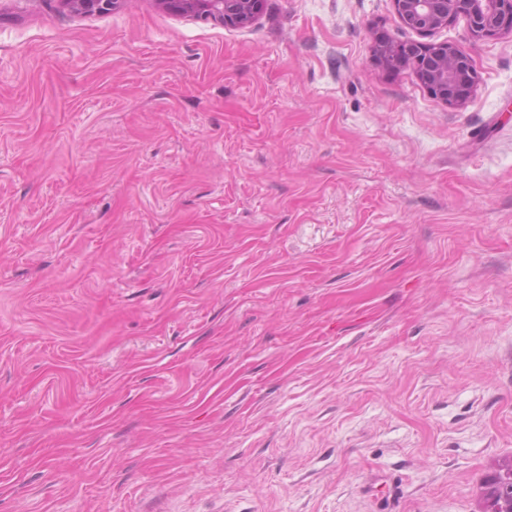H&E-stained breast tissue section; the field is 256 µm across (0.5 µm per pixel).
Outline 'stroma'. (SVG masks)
Segmentation results:
<instances>
[{
	"label": "stroma",
	"mask_w": 512,
	"mask_h": 512,
	"mask_svg": "<svg viewBox=\"0 0 512 512\" xmlns=\"http://www.w3.org/2000/svg\"><path fill=\"white\" fill-rule=\"evenodd\" d=\"M392 0H0V512H483L512 466V36L449 105ZM71 11L81 14L106 13L116 8L120 0H61ZM180 15L211 18L226 26L249 23L259 12L262 0H160Z\"/></svg>",
	"instance_id": "obj_1"
}]
</instances>
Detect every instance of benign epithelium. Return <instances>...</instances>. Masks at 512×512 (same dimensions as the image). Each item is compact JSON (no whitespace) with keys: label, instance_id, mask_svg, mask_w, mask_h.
<instances>
[{"label":"benign epithelium","instance_id":"obj_1","mask_svg":"<svg viewBox=\"0 0 512 512\" xmlns=\"http://www.w3.org/2000/svg\"><path fill=\"white\" fill-rule=\"evenodd\" d=\"M120 0H62L81 14L106 13ZM180 15L211 18L226 26L249 23L262 0H160ZM400 23L420 35H428L459 16L468 21L469 37L482 40L512 35V0H393ZM376 60L389 70L409 66L436 98L460 105L470 96L476 72L465 49L443 43H402L394 38L374 49Z\"/></svg>","mask_w":512,"mask_h":512}]
</instances>
